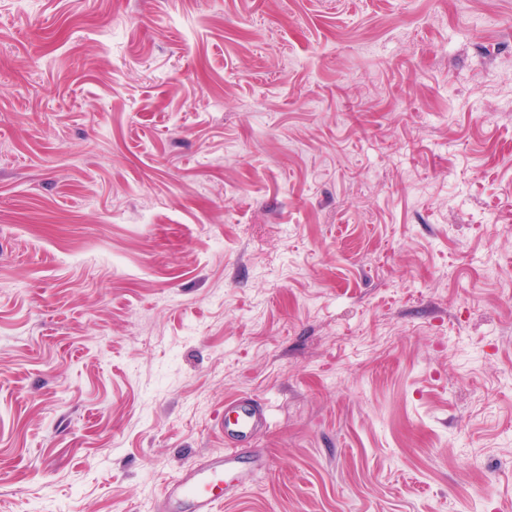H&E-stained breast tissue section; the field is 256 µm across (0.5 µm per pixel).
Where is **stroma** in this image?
Returning a JSON list of instances; mask_svg holds the SVG:
<instances>
[{
  "label": "stroma",
  "instance_id": "stroma-1",
  "mask_svg": "<svg viewBox=\"0 0 512 512\" xmlns=\"http://www.w3.org/2000/svg\"><path fill=\"white\" fill-rule=\"evenodd\" d=\"M512 512V0H0V512ZM265 409L248 397L224 404L220 426L231 445L224 453L190 462L180 476L169 482L163 498L156 505L160 512H216L224 505L227 478L237 475V485L244 484L240 470L242 450L239 445L250 441L265 426Z\"/></svg>",
  "mask_w": 512,
  "mask_h": 512
}]
</instances>
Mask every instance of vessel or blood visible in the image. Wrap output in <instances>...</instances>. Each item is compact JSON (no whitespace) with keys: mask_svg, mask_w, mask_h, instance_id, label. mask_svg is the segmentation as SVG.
Segmentation results:
<instances>
[{"mask_svg":"<svg viewBox=\"0 0 512 512\" xmlns=\"http://www.w3.org/2000/svg\"><path fill=\"white\" fill-rule=\"evenodd\" d=\"M266 423L264 408L253 399L242 397L226 403L220 426L228 448L190 462L166 485L158 512H217L224 503L228 477L240 472L242 444Z\"/></svg>","mask_w":512,"mask_h":512,"instance_id":"1","label":"vessel or blood"}]
</instances>
